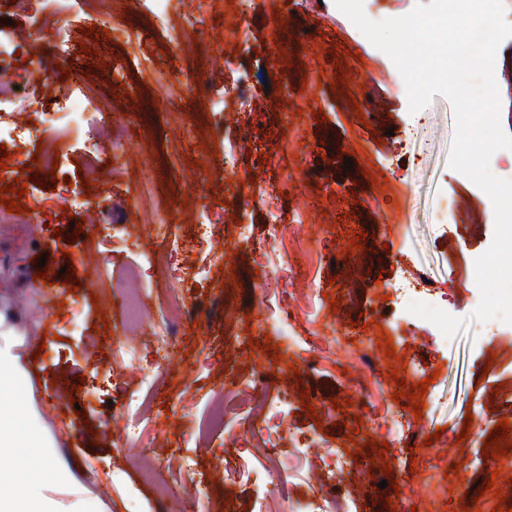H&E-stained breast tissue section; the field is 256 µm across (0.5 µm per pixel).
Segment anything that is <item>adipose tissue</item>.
Segmentation results:
<instances>
[{
    "label": "adipose tissue",
    "instance_id": "obj_1",
    "mask_svg": "<svg viewBox=\"0 0 512 512\" xmlns=\"http://www.w3.org/2000/svg\"><path fill=\"white\" fill-rule=\"evenodd\" d=\"M22 336L0 313V448L18 451L12 471L0 474V512H103L54 454L57 441L38 410L29 405L16 411L14 401L28 383Z\"/></svg>",
    "mask_w": 512,
    "mask_h": 512
}]
</instances>
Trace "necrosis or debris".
Segmentation results:
<instances>
[{
	"instance_id": "obj_1",
	"label": "necrosis or debris",
	"mask_w": 512,
	"mask_h": 512,
	"mask_svg": "<svg viewBox=\"0 0 512 512\" xmlns=\"http://www.w3.org/2000/svg\"><path fill=\"white\" fill-rule=\"evenodd\" d=\"M154 25L163 30L170 45L188 51L204 44L208 31L217 24L218 17L212 11V0H152ZM181 14L183 21L179 26L169 23L170 14ZM31 34L21 28L4 29L0 27V144L18 137L25 139L33 134L32 128L19 127L11 120L10 104L19 86L32 89L35 114L41 125L64 131L76 136L89 146H97L100 139L107 138L120 143L124 137V127L109 115H102L98 123L89 124L82 115L92 106V91L82 96L57 98L49 95L45 80L47 70L56 63L68 59L69 37L60 33L56 36L49 54H42L38 45L31 43ZM23 54L25 63L14 67L16 54ZM151 77L159 91L161 100L167 109H174V93L182 91L187 96H201L205 93L203 78L199 73L188 72L175 75L159 64H152ZM262 206L267 215L268 236L265 241L252 242V231L246 218L254 206ZM241 222L238 236L251 242L252 252L259 269L274 268L276 277L282 281L291 280L294 268L289 248H280L276 264L268 262V246L278 240L281 226H289L299 231L304 222L302 213L285 216L278 205V190L275 184H249L239 210ZM157 237L168 240L170 252L190 250L201 257L207 266L223 262V238L217 224L211 218H204L191 240L173 236L170 216L167 210L156 209L153 226ZM143 274L140 269L127 271L120 285L125 288L126 317L124 333L133 337L141 335L148 306L144 300ZM323 302L320 289H301L299 296L292 302L272 307L271 316L282 332L289 346L303 344L305 357L303 368L317 371L321 361L336 357L338 361L349 363L354 356L351 343L343 336L307 337L298 342L296 326L298 313L302 307L318 306ZM189 309L182 297L170 294L165 309L155 324L152 335L156 352L160 358L156 367H164L162 353L168 352L171 345V329L187 318ZM273 377L267 368H253L250 375H233L224 380V394L216 398L210 408L207 430L224 431L233 446L232 452L224 463V476L233 483L249 481L252 474V458L262 453L267 470H279L284 455H304L311 462L308 473L310 495L300 512H364L369 500L364 490L362 471L353 458L343 449L331 445L319 435L288 431L286 421L290 414V405L286 395H270ZM248 421L258 425V437L237 432L236 423ZM367 424H385L391 442L412 447L417 443L413 426L415 416L401 407L400 403L388 401L381 406H370L366 418Z\"/></svg>"
}]
</instances>
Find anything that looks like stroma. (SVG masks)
<instances>
[{"instance_id": "35a3bbf8", "label": "stroma", "mask_w": 512, "mask_h": 512, "mask_svg": "<svg viewBox=\"0 0 512 512\" xmlns=\"http://www.w3.org/2000/svg\"><path fill=\"white\" fill-rule=\"evenodd\" d=\"M150 0H104L99 15H89L82 0H46V29H33L34 42L45 32L76 31L108 24L126 29L129 40L99 37L91 42L101 54L98 68L85 54H72L73 67L90 71V81L116 108L115 120L126 129L125 145L101 140L103 162L117 167V177L101 175L92 186L77 180L76 162L85 149L81 141L56 130L47 131L60 152L57 178L71 177L68 196L73 205L57 227L29 236L28 225L0 224V311L23 331V352L36 357L31 365L30 394L45 409L48 425L60 442L56 449L78 479L110 505L111 512H249V504L264 496L258 480L231 484L224 480L223 433L196 440L205 423L209 402L224 391V374L249 373L252 364L279 365L281 387L292 403L294 426L332 437L336 446L354 441L383 442L385 428H362L346 376L332 363L317 373L294 374L295 356L285 355L284 343L272 339L271 350L251 352L249 341L263 338L264 323L258 296L261 279L249 247L243 246L230 216L238 206L236 185L247 177L271 179L279 204L305 215L304 232L295 248L294 265L306 280H315L324 293L351 292L352 302L315 308L314 324L300 322L326 336L364 339L359 314L382 307L385 332L402 340L407 358L422 373L436 375L425 395L419 435L440 433L450 440L471 419L474 427L494 431L500 419L489 396L497 384L512 386V325L487 333L469 316L480 301L472 288L475 261L489 248L494 211L489 197L467 177L453 170L449 155L455 131L450 101L434 95L417 113L408 110L404 81L392 60L374 47L334 4V0H218L224 27L214 29L207 43L183 52L169 48L161 30L149 21ZM245 9L254 40L239 48L226 30L238 9ZM281 30H273L276 15ZM317 34H310L309 24ZM342 57H335V49ZM286 53L289 67L280 91L266 92L265 65ZM164 56L168 69H193L210 83L213 97L224 94V74L212 69L217 56L232 57L245 86L260 107L256 133L272 152L249 148L235 172L214 163L225 142L237 139L232 111L214 113L194 101L183 111L157 107L158 94L148 70L150 59ZM359 100L361 114L347 110L331 89L336 71ZM324 119L315 122L313 111ZM352 167H345V160ZM338 205L325 206L327 191ZM148 194L171 205V219L180 236H188L202 221L203 204L221 202L226 257L199 285L187 282L197 270L196 253L171 257L172 276L163 285L146 279L151 311H158L170 293L186 304L199 305L197 325L180 327L175 354L163 370L165 385L156 397L155 420L140 439H127L124 426L135 413L128 394L118 389L112 370L114 352L123 336L125 301L112 284L128 266L140 264L144 250H166L150 232L151 216L137 202ZM355 214L346 222L347 214ZM84 222L75 235L73 219ZM365 231L366 249L351 259L342 254L350 238ZM54 270L52 280L38 278L39 261ZM76 268L81 286L70 292L62 267ZM419 269L431 281L449 314L465 324L452 343L439 345L435 326L416 316L405 317L394 306L382 305L393 281ZM244 336V345H225L228 337ZM282 352L275 360L274 352ZM309 389L313 408L340 400L343 414L315 425L303 411L299 392ZM187 447L194 459L192 478L200 482L199 499L176 493L158 500L133 465L140 444ZM284 494L276 512H295L305 503L308 488L304 456L286 458L281 474Z\"/></svg>"}]
</instances>
